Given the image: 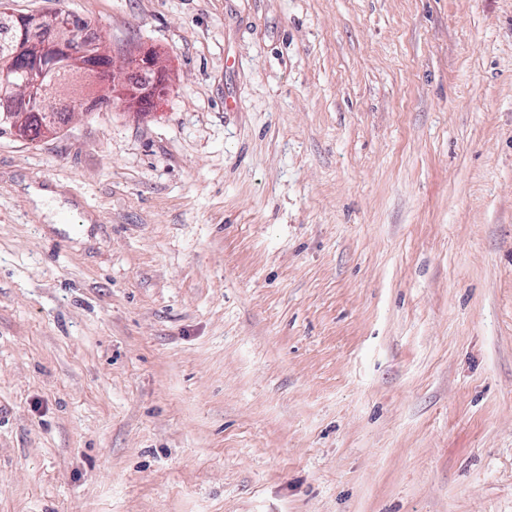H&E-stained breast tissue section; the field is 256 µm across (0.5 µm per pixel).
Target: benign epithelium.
<instances>
[{"label": "benign epithelium", "mask_w": 512, "mask_h": 512, "mask_svg": "<svg viewBox=\"0 0 512 512\" xmlns=\"http://www.w3.org/2000/svg\"><path fill=\"white\" fill-rule=\"evenodd\" d=\"M19 26L22 27V36L11 47V57L23 64L24 81L19 86L6 81L0 85V121L9 125V131L15 137H25L21 121L13 115L15 104L20 99L33 110L59 109L66 112L71 104L76 103L86 112L114 105L140 112L154 87L164 77L159 59L152 51L146 50L140 57L139 81L132 80L126 73L117 74L114 66L110 65L108 72L112 87L118 88L115 95L102 98L86 94L75 98L59 86H46V78L59 68L58 58L52 50L62 49L68 62L78 66L83 76L103 82L104 73L96 62L97 53L94 51L100 44V36L88 35L85 27L67 11L58 12L52 23L39 16L24 22L9 16L0 18L1 29L8 27L14 31Z\"/></svg>", "instance_id": "7a95c632"}]
</instances>
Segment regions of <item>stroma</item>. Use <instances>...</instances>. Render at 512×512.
Segmentation results:
<instances>
[{"label":"stroma","mask_w":512,"mask_h":512,"mask_svg":"<svg viewBox=\"0 0 512 512\" xmlns=\"http://www.w3.org/2000/svg\"><path fill=\"white\" fill-rule=\"evenodd\" d=\"M62 9L166 80L0 136V512H512V0Z\"/></svg>","instance_id":"1"}]
</instances>
